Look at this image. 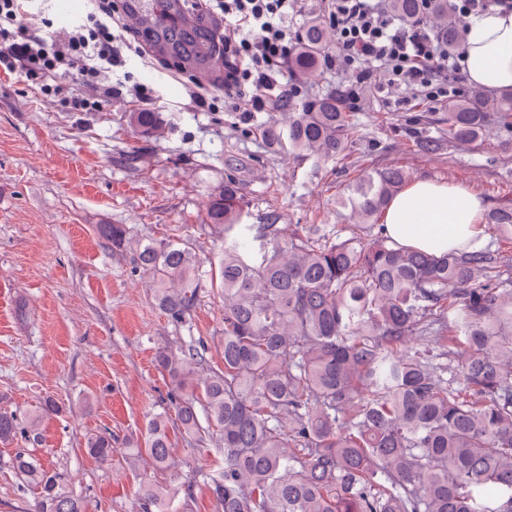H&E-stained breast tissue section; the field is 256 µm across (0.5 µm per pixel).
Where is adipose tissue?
<instances>
[{"instance_id":"ef3b65f1","label":"adipose tissue","mask_w":512,"mask_h":512,"mask_svg":"<svg viewBox=\"0 0 512 512\" xmlns=\"http://www.w3.org/2000/svg\"><path fill=\"white\" fill-rule=\"evenodd\" d=\"M469 83L512 90V0L472 15L460 60ZM483 203L468 186L420 179L390 202L387 235L397 244L437 255L478 246Z\"/></svg>"}]
</instances>
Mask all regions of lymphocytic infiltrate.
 <instances>
[{"mask_svg":"<svg viewBox=\"0 0 512 512\" xmlns=\"http://www.w3.org/2000/svg\"><path fill=\"white\" fill-rule=\"evenodd\" d=\"M298 0H201L205 10L224 15V93L235 101L243 122L292 91L284 63L299 34L288 26V12ZM27 0H0V74L17 73L39 81L43 95L57 94L72 80L70 105L76 112H99L114 99L132 97L152 104V88L142 83L108 84L106 73L125 66V41L112 29L111 0H97L95 11L74 21L30 33ZM328 22L336 47L328 67L348 74L347 99L357 103L374 71H382L387 87H410L429 103L455 98L462 81L460 49L449 48L419 20L391 14L386 0H328Z\"/></svg>","mask_w":512,"mask_h":512,"instance_id":"f902f5d3","label":"lymphocytic infiltrate"}]
</instances>
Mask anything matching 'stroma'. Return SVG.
<instances>
[{
	"label": "stroma",
	"mask_w": 512,
	"mask_h": 512,
	"mask_svg": "<svg viewBox=\"0 0 512 512\" xmlns=\"http://www.w3.org/2000/svg\"><path fill=\"white\" fill-rule=\"evenodd\" d=\"M126 73L155 88L165 119L159 137L142 138L131 126L130 113L143 109L132 99L73 112L67 93L47 97L25 76H0V410L15 414L20 429L0 442V512H34L33 489L9 469L20 448L58 472L86 512H140L137 490L147 479L167 483L185 512H215L205 486L184 497L185 476L209 470L213 452L177 439L181 474L173 477L128 450L149 417L170 405L172 385L154 361L158 346L224 332V295L210 276L224 237L207 207L226 175L238 181L245 223L332 224L344 238L351 222L337 197L384 168L465 184L488 210L512 199V143L492 136L478 147L450 146L447 103L424 102L407 88L383 98L380 74L352 110L357 134L347 149L314 159L270 148L252 129L285 125L304 102L343 91L345 77L333 69L310 82L293 79L288 103L256 113L249 125L228 97L213 111H191L183 82L169 78L166 65L146 67L131 54L114 71ZM425 140L433 151L422 149ZM102 224L126 225L140 239L176 236L191 248L200 303L186 323L161 312L149 276L130 255L113 253ZM49 398L61 413L42 415ZM35 416L39 438L31 441ZM104 432L116 448L105 464L85 451L88 437Z\"/></svg>",
	"instance_id": "1"
}]
</instances>
